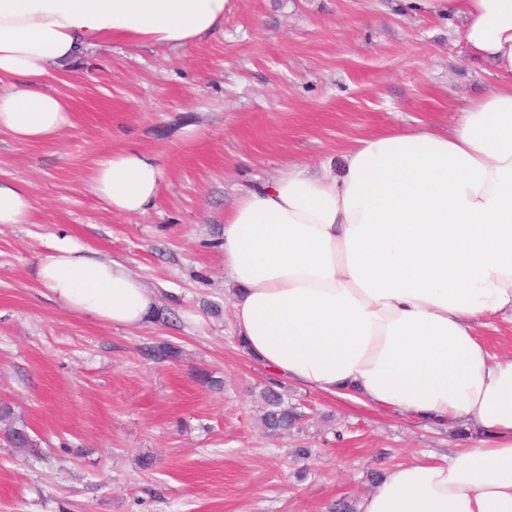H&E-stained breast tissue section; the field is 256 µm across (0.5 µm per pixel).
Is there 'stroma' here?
I'll return each instance as SVG.
<instances>
[{
    "instance_id": "35a3bbf8",
    "label": "stroma",
    "mask_w": 512,
    "mask_h": 512,
    "mask_svg": "<svg viewBox=\"0 0 512 512\" xmlns=\"http://www.w3.org/2000/svg\"><path fill=\"white\" fill-rule=\"evenodd\" d=\"M494 82L459 25L405 0H229L223 29L199 43H106L58 73L72 128L47 143L0 133V180L35 201L29 223L0 224V403L38 443L21 452L0 440V512H333L373 490L370 472L456 448L461 423L287 380L311 418L267 435L258 399L273 373L238 347L219 241L244 184L295 164L336 171L369 135L449 129ZM127 148L165 171L158 200L135 216L89 182ZM64 239L126 263L165 321L126 328L50 300L32 270ZM160 340L175 361L143 356ZM199 368L223 389L199 384Z\"/></svg>"
}]
</instances>
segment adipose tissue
Returning a JSON list of instances; mask_svg holds the SVG:
<instances>
[{"label":"adipose tissue","mask_w":512,"mask_h":512,"mask_svg":"<svg viewBox=\"0 0 512 512\" xmlns=\"http://www.w3.org/2000/svg\"><path fill=\"white\" fill-rule=\"evenodd\" d=\"M458 18L497 84L448 132L355 140L337 173L293 168L243 188L224 215V269L244 351L321 393L479 439L387 468L357 512H512V357L476 335L512 313V0H413ZM228 0H0V133L54 141L72 126L55 69L107 42L180 49L224 26ZM165 173L126 149L91 188L113 211L146 212ZM33 198L0 181V224L29 223ZM63 308L136 327L155 295L127 265L60 244L34 269Z\"/></svg>","instance_id":"obj_1"}]
</instances>
